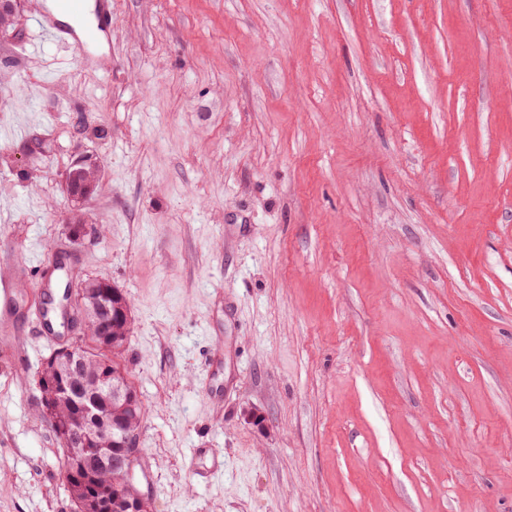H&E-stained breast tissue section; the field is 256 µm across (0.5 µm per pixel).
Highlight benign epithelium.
<instances>
[{
    "label": "benign epithelium",
    "mask_w": 512,
    "mask_h": 512,
    "mask_svg": "<svg viewBox=\"0 0 512 512\" xmlns=\"http://www.w3.org/2000/svg\"><path fill=\"white\" fill-rule=\"evenodd\" d=\"M25 16L21 0H0V31L22 30ZM100 161L90 151L80 148L71 158L63 175L66 195L72 202L87 199L96 190L95 172ZM94 234L88 224L74 222L68 225L67 237L73 249L81 247ZM96 299L77 309L68 304L64 325L66 341L47 358L39 375L38 386L42 404L54 431L61 438L73 465L66 467L62 479L67 484L87 482L92 474L103 472L122 482L99 486L92 496L77 501V512H151L148 498L140 491L132 494L126 487L134 483V466L140 455L138 434L130 432L127 423L112 417V404L130 409L138 397L124 393L112 383V373L106 366L98 372L97 388L88 390L78 379L89 352L81 336L86 324L95 321L103 347L112 346V323L116 318H127L130 309L126 297L112 282L97 284ZM69 407L66 415H59V405ZM120 449L121 457H112V449Z\"/></svg>",
    "instance_id": "obj_1"
}]
</instances>
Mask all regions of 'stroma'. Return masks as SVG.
<instances>
[{"instance_id": "stroma-1", "label": "stroma", "mask_w": 512, "mask_h": 512, "mask_svg": "<svg viewBox=\"0 0 512 512\" xmlns=\"http://www.w3.org/2000/svg\"><path fill=\"white\" fill-rule=\"evenodd\" d=\"M47 4L0 34V124L47 119L0 138V250L21 307L60 257L126 295L154 512H512V0H112L76 60ZM37 335L0 351V512H73ZM95 22L86 24L82 29V37H75L76 43L72 44L65 37L67 32L58 24L51 15H43L40 20V29L43 38L48 42L61 43L70 47L74 53L84 54L86 50L96 44L101 35L112 27V10L110 0H95ZM99 165L98 158L86 149L80 148L73 153L69 167L63 175L64 190L71 202L85 200L94 193L97 180L99 182L101 176V172L97 174V179L94 176ZM76 172L84 176L83 182L78 187L73 182Z\"/></svg>"}]
</instances>
